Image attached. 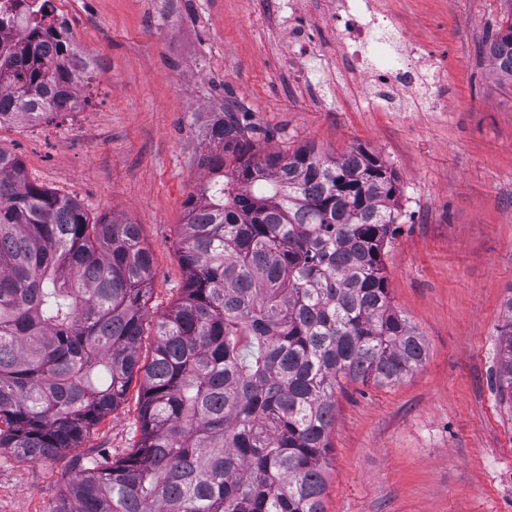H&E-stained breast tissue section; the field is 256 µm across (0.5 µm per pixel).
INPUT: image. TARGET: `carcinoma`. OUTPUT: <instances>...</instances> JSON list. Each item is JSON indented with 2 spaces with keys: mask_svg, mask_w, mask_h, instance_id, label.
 Returning <instances> with one entry per match:
<instances>
[{
  "mask_svg": "<svg viewBox=\"0 0 512 512\" xmlns=\"http://www.w3.org/2000/svg\"><path fill=\"white\" fill-rule=\"evenodd\" d=\"M51 8L0 28V124L81 108ZM488 53L512 76V18ZM249 132L233 112L208 130L220 153L186 201L185 287L143 369L152 256L138 225L90 222L0 150V453L63 456L144 371L137 448L88 461L52 512H325L336 387L422 364L385 275L394 172L361 147L257 156ZM501 336L495 376L512 399V297Z\"/></svg>",
  "mask_w": 512,
  "mask_h": 512,
  "instance_id": "obj_1",
  "label": "carcinoma"
}]
</instances>
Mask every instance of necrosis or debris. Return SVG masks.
Here are the masks:
<instances>
[{"mask_svg":"<svg viewBox=\"0 0 512 512\" xmlns=\"http://www.w3.org/2000/svg\"><path fill=\"white\" fill-rule=\"evenodd\" d=\"M335 19L340 23L338 40L349 45L368 86V108L382 104L387 111H398L432 84L429 56L391 27L388 12L376 0H341Z\"/></svg>","mask_w":512,"mask_h":512,"instance_id":"obj_1","label":"necrosis or debris"}]
</instances>
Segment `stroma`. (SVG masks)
<instances>
[{"label": "stroma", "mask_w": 512, "mask_h": 512, "mask_svg": "<svg viewBox=\"0 0 512 512\" xmlns=\"http://www.w3.org/2000/svg\"><path fill=\"white\" fill-rule=\"evenodd\" d=\"M396 28L440 58L439 112H366L364 79L329 21L336 0H298L320 31L288 52L271 0H182L164 23L143 0H67L84 49L102 65L79 111L0 125V150L27 180L79 203L90 221L137 224L153 258L150 327L185 285V203L210 179L212 113H236L255 152L311 143L339 157L379 156L399 185V230L386 249L392 304L426 357L388 387L343 383L325 469L326 512H512V403L494 385L512 297V79L486 52L505 0H382ZM142 375L63 458L0 457V512H51L92 456L117 459L141 438Z\"/></svg>", "instance_id": "1"}]
</instances>
